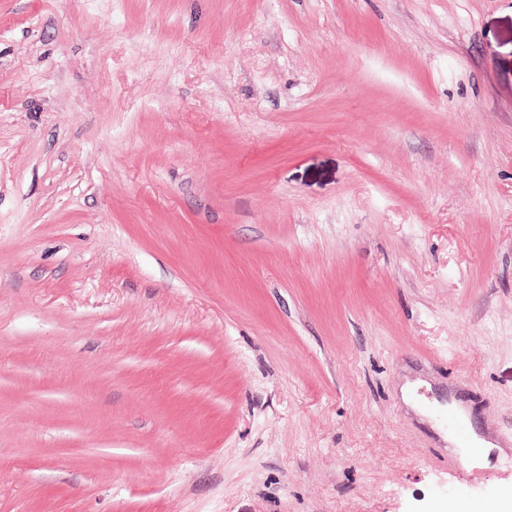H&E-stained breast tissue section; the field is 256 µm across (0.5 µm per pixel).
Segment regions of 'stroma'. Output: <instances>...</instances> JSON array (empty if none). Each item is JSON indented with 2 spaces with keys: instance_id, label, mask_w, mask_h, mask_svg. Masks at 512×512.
Masks as SVG:
<instances>
[{
  "instance_id": "obj_1",
  "label": "stroma",
  "mask_w": 512,
  "mask_h": 512,
  "mask_svg": "<svg viewBox=\"0 0 512 512\" xmlns=\"http://www.w3.org/2000/svg\"><path fill=\"white\" fill-rule=\"evenodd\" d=\"M509 499L512 0H0V512Z\"/></svg>"
}]
</instances>
